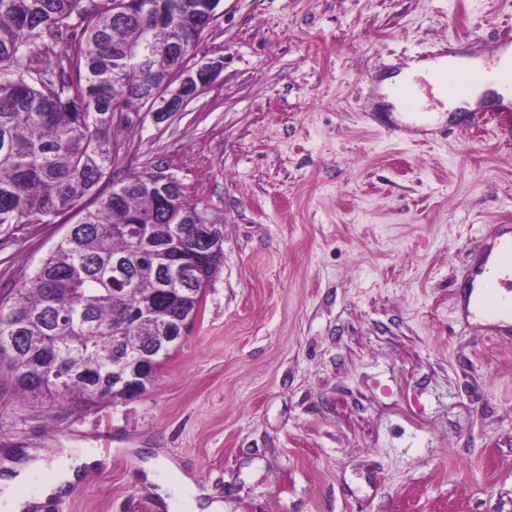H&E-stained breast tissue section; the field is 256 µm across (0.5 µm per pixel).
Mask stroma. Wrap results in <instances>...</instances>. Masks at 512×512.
<instances>
[{
	"mask_svg": "<svg viewBox=\"0 0 512 512\" xmlns=\"http://www.w3.org/2000/svg\"><path fill=\"white\" fill-rule=\"evenodd\" d=\"M512 0H221L197 62L219 79L141 113L132 170L162 164L213 223L224 263L196 323L141 396L52 404L0 388V465L102 460L42 512L175 509L141 479L168 458L224 512H512V334L455 286L512 225V112L411 142L368 125L382 79L451 39L486 62ZM80 199L0 234V299Z\"/></svg>",
	"mask_w": 512,
	"mask_h": 512,
	"instance_id": "stroma-1",
	"label": "stroma"
}]
</instances>
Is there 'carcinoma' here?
<instances>
[{
	"label": "carcinoma",
	"mask_w": 512,
	"mask_h": 512,
	"mask_svg": "<svg viewBox=\"0 0 512 512\" xmlns=\"http://www.w3.org/2000/svg\"><path fill=\"white\" fill-rule=\"evenodd\" d=\"M217 0H0V232L48 223L97 196L38 268L0 303V358L21 395L125 399L112 392V359L159 335L143 312L175 286L162 254L195 250V217L177 177L158 164L109 194L99 183L123 165L125 134L156 94L190 69ZM212 256L187 287L184 314L199 315L224 263L222 225ZM121 261L124 273L112 276ZM140 319L135 335L118 328ZM19 340L12 354L4 344Z\"/></svg>",
	"instance_id": "obj_1"
}]
</instances>
